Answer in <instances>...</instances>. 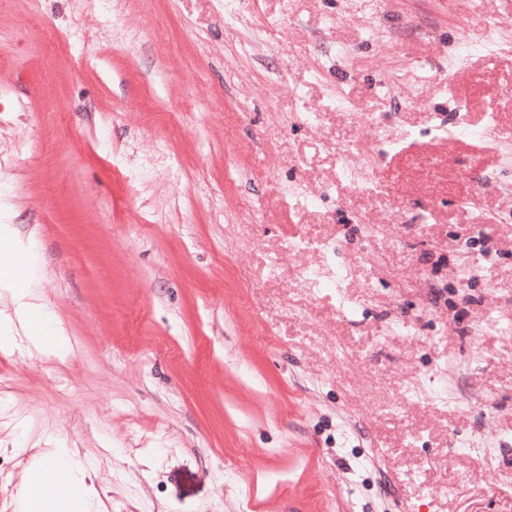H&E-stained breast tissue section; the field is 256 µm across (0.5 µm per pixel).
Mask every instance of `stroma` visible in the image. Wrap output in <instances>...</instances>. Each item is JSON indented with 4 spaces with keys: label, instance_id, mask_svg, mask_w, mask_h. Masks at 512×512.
I'll return each instance as SVG.
<instances>
[{
    "label": "stroma",
    "instance_id": "1",
    "mask_svg": "<svg viewBox=\"0 0 512 512\" xmlns=\"http://www.w3.org/2000/svg\"><path fill=\"white\" fill-rule=\"evenodd\" d=\"M494 106L502 153L430 131ZM508 168L512 0H0V225L72 345L0 343V512L50 436L99 512H512ZM356 152L359 153V150L353 145L342 146L338 151L342 161L341 174L344 181L368 194L383 192L386 189L385 183L372 175L380 157L379 153L363 154L362 164L354 166L350 163V159ZM370 171L372 174H370Z\"/></svg>",
    "mask_w": 512,
    "mask_h": 512
}]
</instances>
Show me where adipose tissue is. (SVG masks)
Listing matches in <instances>:
<instances>
[{
    "mask_svg": "<svg viewBox=\"0 0 512 512\" xmlns=\"http://www.w3.org/2000/svg\"><path fill=\"white\" fill-rule=\"evenodd\" d=\"M0 248L13 252L15 265L0 270V299L10 301L13 314L0 313V342L9 343L16 330H23L28 345L38 350L50 349L66 355L70 339L60 321L43 304L37 303L32 290L42 267L35 235L26 240L12 233L0 235ZM73 453L63 444H55L49 452L31 459L23 475L27 490L15 503V512H98L99 497L86 468H72ZM79 487L78 498H71L66 487Z\"/></svg>",
    "mask_w": 512,
    "mask_h": 512,
    "instance_id": "adipose-tissue-1",
    "label": "adipose tissue"
}]
</instances>
